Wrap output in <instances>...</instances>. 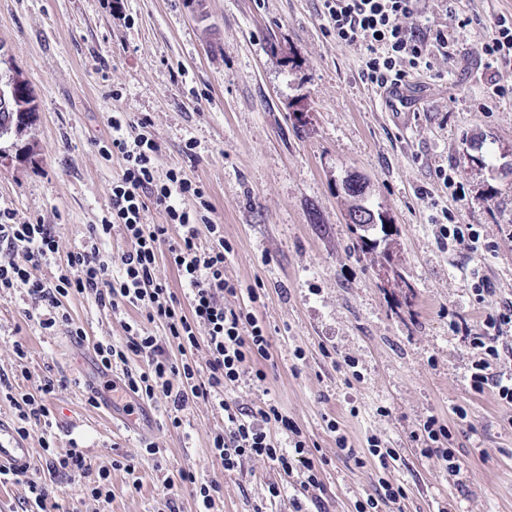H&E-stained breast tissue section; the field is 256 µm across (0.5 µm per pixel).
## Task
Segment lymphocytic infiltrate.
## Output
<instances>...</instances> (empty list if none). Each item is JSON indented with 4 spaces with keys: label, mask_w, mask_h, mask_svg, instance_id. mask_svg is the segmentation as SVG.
Returning <instances> with one entry per match:
<instances>
[{
    "label": "lymphocytic infiltrate",
    "mask_w": 512,
    "mask_h": 512,
    "mask_svg": "<svg viewBox=\"0 0 512 512\" xmlns=\"http://www.w3.org/2000/svg\"><path fill=\"white\" fill-rule=\"evenodd\" d=\"M321 15L328 33L337 41L358 45L364 50L360 78L377 90L406 84L414 75L430 73L437 58H452L455 44L444 29L423 30L412 18L421 11V0H321ZM485 69H512V15L499 17L484 35L477 49ZM112 138L104 150L123 160L120 173L112 182L107 214L91 225L73 251L60 254L53 225L18 224L12 213L0 209V295L24 289L37 310L38 324L45 332L65 325L70 335L84 338L82 327L73 325L63 305L70 294L94 296L98 305L123 314L126 308L145 310L147 322L165 325L182 354L167 356L156 336L144 325L134 324L123 345L101 344L96 356L101 372L123 365L121 392L160 402L173 427H180V414L192 400L214 404L224 415V425L211 436L210 451L219 457L225 471H234L242 460L261 458L274 462L284 472L301 471L305 489L320 488L322 466L314 457L301 429L272 403L247 409L225 399L241 377L253 383L264 382L267 374L259 363L270 356L271 338L266 327L243 308L225 306V296L237 295V283L224 274V261L230 247L220 225L206 216L182 207L186 197L205 199L203 184L192 181L182 170H169L157 178L156 142L149 136L145 121L112 117ZM161 210L165 221L149 224V208ZM207 227L210 245L199 242L200 227ZM121 229L128 247L116 262L104 260L102 251L114 229ZM167 256L175 267L181 289L171 291L159 278L160 256ZM48 266L47 278L35 276L40 266ZM473 292L478 302L488 304L482 331H473L466 319L453 321L473 351L469 384L473 392H492L495 398L512 404V374L497 371L501 359L497 345L504 327H512V301L493 302L495 288L481 278ZM205 342V364L190 361L186 353L198 342ZM142 361L139 369H128L131 357ZM64 379L44 376L35 391L13 398L18 435L30 428H52L49 399ZM285 430L288 446H281L275 429ZM421 435L423 457L459 474L461 467L449 442L447 425L431 416L424 421ZM46 465L83 477L97 473L99 481L91 489L93 499L109 496L110 472L88 464L83 451L72 447L58 452L49 440H42Z\"/></svg>",
    "instance_id": "lymphocytic-infiltrate-1"
}]
</instances>
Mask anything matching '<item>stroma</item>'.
Segmentation results:
<instances>
[{
  "instance_id": "obj_1",
  "label": "stroma",
  "mask_w": 512,
  "mask_h": 512,
  "mask_svg": "<svg viewBox=\"0 0 512 512\" xmlns=\"http://www.w3.org/2000/svg\"><path fill=\"white\" fill-rule=\"evenodd\" d=\"M455 7L425 0L418 24L448 28L457 52L438 59L437 75L413 79L406 107L394 111L361 82L362 49L326 32L320 0H0V72L21 73L38 106L32 127L0 139V209L21 224L53 225L60 253L74 250L105 214L120 172V159L100 152L109 116L147 120L158 174L182 169L204 184L233 248L226 276L260 293L254 303L244 293L224 299L254 312L272 342L266 381L242 380L231 398L277 405L324 461L322 487L309 492L263 459L228 473L210 452L223 425L211 403H190L178 428L163 404L131 394L89 405L83 382L100 377L96 345L125 341L126 321L142 310L121 317L69 296L80 341L63 326L43 332L18 289L0 296V371L17 394L44 375L66 377L50 405L54 446L78 443L93 466L109 467L112 498L95 501L88 479L49 472L36 427L22 440L34 466L0 482V512H21L32 481L62 512H168L171 498L197 512L200 482L219 487L214 512H290L296 498L307 512H355L382 477L407 492L384 512H512V405L471 391L472 351L450 326L480 316L473 272L494 284L496 302L512 301V94L488 101L476 53L512 0ZM460 13L477 25L460 27ZM441 168L463 183L464 198L437 182ZM352 173L389 223L386 241L366 252L340 190ZM435 204L455 223L478 225L496 250L444 245L430 221ZM129 403L137 433L119 428ZM431 416L452 431L458 475L411 439ZM332 419L358 452L375 436L397 461L385 471L358 464L337 449ZM182 471L196 484L169 487ZM272 484L280 498L270 499Z\"/></svg>"
}]
</instances>
